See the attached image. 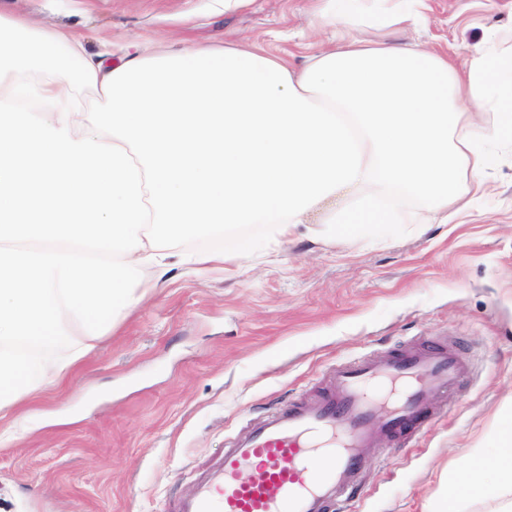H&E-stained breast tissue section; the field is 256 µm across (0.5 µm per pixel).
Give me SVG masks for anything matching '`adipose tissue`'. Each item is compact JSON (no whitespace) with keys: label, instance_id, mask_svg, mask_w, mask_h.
<instances>
[{"label":"adipose tissue","instance_id":"1","mask_svg":"<svg viewBox=\"0 0 512 512\" xmlns=\"http://www.w3.org/2000/svg\"><path fill=\"white\" fill-rule=\"evenodd\" d=\"M336 32L303 65L241 43L186 44L120 64L66 29L0 13V416L59 381L156 288L171 245L242 224L288 239L319 206L356 245L470 208L484 151L512 138L495 49L447 53L363 37L415 28L427 0H324ZM38 68L37 83L17 71ZM104 107L79 105L82 87ZM453 482L512 512V433ZM496 480L479 478L483 468Z\"/></svg>","mask_w":512,"mask_h":512}]
</instances>
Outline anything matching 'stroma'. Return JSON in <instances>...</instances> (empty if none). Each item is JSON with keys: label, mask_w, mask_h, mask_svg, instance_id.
<instances>
[{"label": "stroma", "mask_w": 512, "mask_h": 512, "mask_svg": "<svg viewBox=\"0 0 512 512\" xmlns=\"http://www.w3.org/2000/svg\"><path fill=\"white\" fill-rule=\"evenodd\" d=\"M416 29L369 38L447 49L458 63L512 35V0H428ZM317 0H0V12L77 34L86 55L131 43L250 40L294 62L318 47ZM487 201L452 224L397 229L349 247L307 230L268 243L259 225L174 242L198 251L249 245L242 263L173 266L160 288L63 382L0 419L22 429L0 447V512H169L196 474L251 421L330 388L336 364L433 338L467 373L430 395L436 416L415 443L383 442L348 512H433L475 449L496 452L512 428V149L492 155Z\"/></svg>", "instance_id": "35a3bbf8"}]
</instances>
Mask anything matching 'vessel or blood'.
<instances>
[{"mask_svg": "<svg viewBox=\"0 0 512 512\" xmlns=\"http://www.w3.org/2000/svg\"><path fill=\"white\" fill-rule=\"evenodd\" d=\"M465 372L455 353L424 342L403 354L338 364L318 399L274 409L225 442L219 464L172 512H329L354 498L381 438L419 437L429 392Z\"/></svg>", "mask_w": 512, "mask_h": 512, "instance_id": "1", "label": "vessel or blood"}]
</instances>
